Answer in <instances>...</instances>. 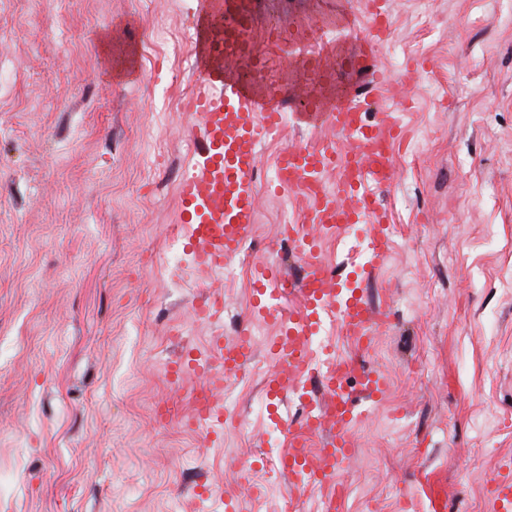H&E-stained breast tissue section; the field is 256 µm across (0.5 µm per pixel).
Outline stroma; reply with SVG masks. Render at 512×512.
Listing matches in <instances>:
<instances>
[{
	"label": "stroma",
	"mask_w": 512,
	"mask_h": 512,
	"mask_svg": "<svg viewBox=\"0 0 512 512\" xmlns=\"http://www.w3.org/2000/svg\"><path fill=\"white\" fill-rule=\"evenodd\" d=\"M361 3L258 0L256 30L308 25L318 50ZM194 11L0 0V512H322L318 493L255 466L288 445L266 414L265 343L224 378L249 428L224 425L219 444L184 425L198 376L166 375L251 325L253 265L300 278L279 227L305 202L276 190L275 156L340 140L290 121L263 141L257 228L234 276L192 263L177 187L196 144ZM415 62L399 92L337 75L368 91L367 120L395 112L406 127L397 179L376 192L391 251L361 284L389 318L365 354L388 391L352 429L339 512H430L424 468L444 478V512H488L484 487L512 457V0H391L376 64L394 82ZM366 236L336 232L319 258L344 275L366 263ZM215 287L224 315L200 320Z\"/></svg>",
	"instance_id": "35a3bbf8"
}]
</instances>
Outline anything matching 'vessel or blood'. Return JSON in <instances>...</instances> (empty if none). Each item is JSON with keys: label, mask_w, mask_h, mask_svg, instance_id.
Instances as JSON below:
<instances>
[{"label": "vessel or blood", "mask_w": 512, "mask_h": 512, "mask_svg": "<svg viewBox=\"0 0 512 512\" xmlns=\"http://www.w3.org/2000/svg\"><path fill=\"white\" fill-rule=\"evenodd\" d=\"M366 27L354 49L336 46L332 54L352 69L374 66L376 51L390 30L388 0H364ZM195 58L199 72L197 90L189 103L202 131V147L178 186L180 220L186 227L189 252L196 265L223 271L225 263L252 237L257 217L258 193L254 173L262 141L278 134L291 84L302 83L308 106L294 112L297 124L328 125L346 142L343 154L327 144L288 147L276 164L278 187L299 194L307 203L302 223L293 225L298 250L309 253L301 279L302 305L283 312L281 292L273 288L282 273L263 267L257 281L262 312L280 323L281 332L272 348L282 362L267 377V388L282 399L293 392L311 366L310 341L327 315H335L349 335L367 339L387 324L363 296L346 294L327 265L313 258L307 228L333 230L355 224L368 225L372 264L383 263L390 252L387 214L366 191V184L387 186L394 182L393 146L403 131L396 113H379L366 122L362 105L347 89H338L328 58L307 51L308 27L291 22L271 33L268 44L295 57L292 75L270 78L267 59L260 50L255 30V0H197L194 14ZM260 72L255 82H243L240 69ZM213 347L225 371L244 369L253 354L247 336L232 342L215 339ZM325 394L311 401L306 416L289 428L288 455L283 462L288 479L304 488L319 490L326 512H335L342 486L337 475L349 462L353 446L351 426L387 386L385 376L366 367L361 358L328 359L323 374ZM222 377L201 374L193 389L192 416L216 426L224 423ZM329 432L319 451L308 438ZM421 488L431 512H441L446 496L438 472L425 476ZM490 512H512V459L504 460L486 487Z\"/></svg>", "instance_id": "1"}]
</instances>
